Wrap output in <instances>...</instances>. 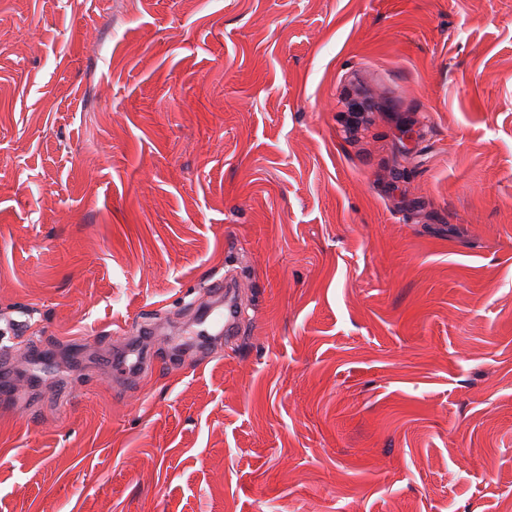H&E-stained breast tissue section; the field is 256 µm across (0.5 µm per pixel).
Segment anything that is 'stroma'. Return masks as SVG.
Returning <instances> with one entry per match:
<instances>
[{"instance_id":"35a3bbf8","label":"stroma","mask_w":512,"mask_h":512,"mask_svg":"<svg viewBox=\"0 0 512 512\" xmlns=\"http://www.w3.org/2000/svg\"><path fill=\"white\" fill-rule=\"evenodd\" d=\"M0 332V512H512V0H0ZM241 303L232 290H226L224 297V313L220 312L215 319L219 328L217 335L236 333L240 322Z\"/></svg>"}]
</instances>
